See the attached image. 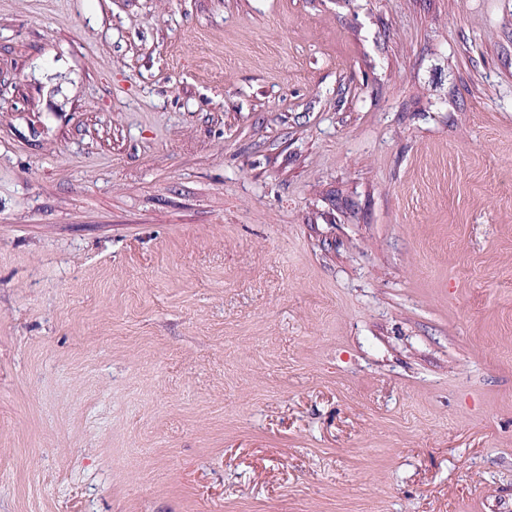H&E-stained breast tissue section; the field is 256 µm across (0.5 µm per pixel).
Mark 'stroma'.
<instances>
[{"instance_id":"1","label":"stroma","mask_w":512,"mask_h":512,"mask_svg":"<svg viewBox=\"0 0 512 512\" xmlns=\"http://www.w3.org/2000/svg\"><path fill=\"white\" fill-rule=\"evenodd\" d=\"M0 512H512V0H0Z\"/></svg>"}]
</instances>
